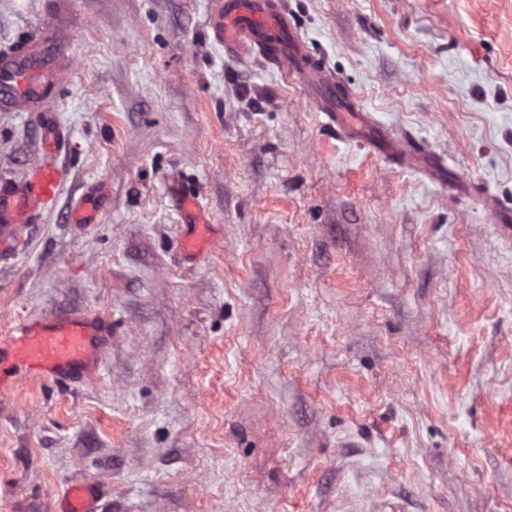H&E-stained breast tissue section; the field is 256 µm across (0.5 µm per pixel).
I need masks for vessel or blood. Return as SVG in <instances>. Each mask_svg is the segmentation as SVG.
I'll list each match as a JSON object with an SVG mask.
<instances>
[{"instance_id": "obj_1", "label": "vessel or blood", "mask_w": 512, "mask_h": 512, "mask_svg": "<svg viewBox=\"0 0 512 512\" xmlns=\"http://www.w3.org/2000/svg\"><path fill=\"white\" fill-rule=\"evenodd\" d=\"M73 27L74 19L64 9L38 39L0 51V112L42 113L41 144L47 156L57 155L67 141L65 129L46 111L44 91L57 82L71 58ZM205 27L225 55L237 58L259 53L282 71L318 88L324 100L321 112L342 136L357 128H371L372 146L378 153L402 166L420 167L421 153L404 147L384 128L371 126L365 116L355 113L350 97L338 96L334 81L326 78L291 27L282 0H208ZM61 184L59 171L48 166L38 167L23 187L1 184L0 242L10 241L6 226L27 223L56 198ZM174 196L189 220L182 248L186 254H197L210 243L213 226L204 218L195 195L178 188ZM111 333V319L91 314L20 320L0 337V354L13 352V372L54 382L78 381L100 360L102 339ZM97 498L96 484L72 485L62 512H98Z\"/></svg>"}]
</instances>
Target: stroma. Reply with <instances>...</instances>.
Segmentation results:
<instances>
[{"label": "stroma", "mask_w": 512, "mask_h": 512, "mask_svg": "<svg viewBox=\"0 0 512 512\" xmlns=\"http://www.w3.org/2000/svg\"><path fill=\"white\" fill-rule=\"evenodd\" d=\"M206 2L67 0L64 181L0 258V336L91 312L112 339L73 386L0 381V512H61L82 482L100 512H512V0H284L436 171L225 57ZM49 22L0 0V49ZM43 159L40 114L0 112V183ZM176 180L214 226L194 256Z\"/></svg>", "instance_id": "stroma-1"}]
</instances>
